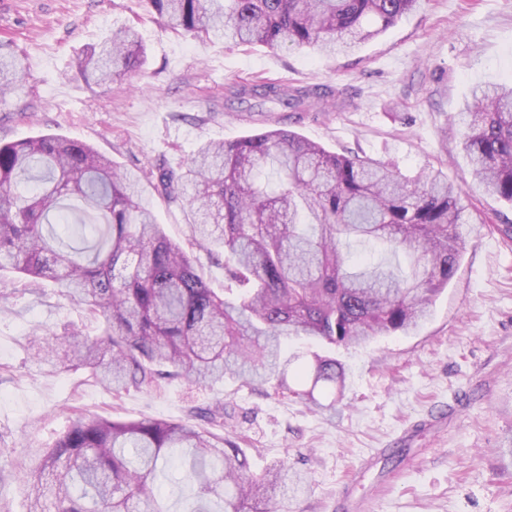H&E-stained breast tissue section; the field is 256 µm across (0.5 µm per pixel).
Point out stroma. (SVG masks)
<instances>
[{
	"instance_id": "1",
	"label": "stroma",
	"mask_w": 512,
	"mask_h": 512,
	"mask_svg": "<svg viewBox=\"0 0 512 512\" xmlns=\"http://www.w3.org/2000/svg\"><path fill=\"white\" fill-rule=\"evenodd\" d=\"M134 25L147 62L99 87L74 59L112 28ZM28 70L0 104V140L54 133L87 142L142 174L144 202L174 240L188 228L155 172L184 164L202 143L285 128L333 152L394 164L408 177L434 168L463 189L458 271L427 322L365 347L334 346L347 371L335 414L227 380L181 379L114 394L81 370L47 372L29 333H98L84 310L38 296L0 275V512H27L21 482L76 414L189 421L190 408L223 403L224 433L254 469L275 460L306 476L292 512H512V203L473 181L457 114L476 86L512 81V0H422L351 55L203 41L163 25L145 0H0V42ZM278 82L339 90L322 112L229 113L236 84Z\"/></svg>"
}]
</instances>
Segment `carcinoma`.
<instances>
[{
	"label": "carcinoma",
	"instance_id": "cac0c4a2",
	"mask_svg": "<svg viewBox=\"0 0 512 512\" xmlns=\"http://www.w3.org/2000/svg\"><path fill=\"white\" fill-rule=\"evenodd\" d=\"M194 37L310 51L353 50L417 8L420 0H144ZM147 61L136 30L120 26L75 67L107 86ZM26 69L0 50V97L24 86ZM326 88L276 82L229 88L245 111L274 103L312 112ZM466 107L463 147L474 178L512 203V85L479 88ZM181 202L186 244L170 239L141 205V177L91 145L56 134L0 142V271L48 281L77 303L97 336L50 329L29 339L34 362L67 367L120 393L183 378L244 385L332 413L346 369L288 342L359 346L408 333L455 276L463 190L441 170L410 179L385 163L338 154L275 129L200 145L158 175ZM224 254V289L204 278L194 250ZM208 427L80 415L24 470L28 512H170L157 474L171 448L184 465L192 512H288L303 478L284 461L261 472L247 449L214 432L224 404L194 410Z\"/></svg>",
	"mask_w": 512,
	"mask_h": 512
}]
</instances>
